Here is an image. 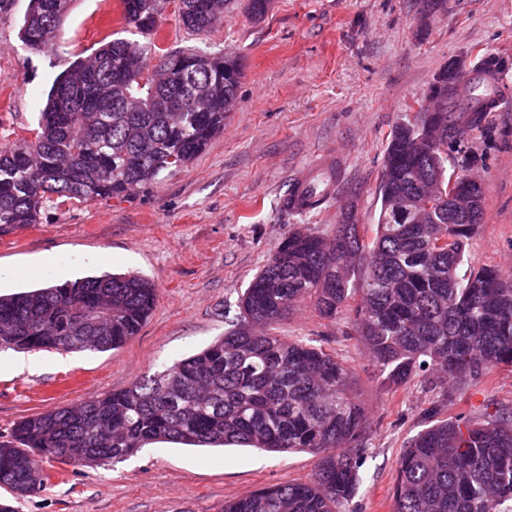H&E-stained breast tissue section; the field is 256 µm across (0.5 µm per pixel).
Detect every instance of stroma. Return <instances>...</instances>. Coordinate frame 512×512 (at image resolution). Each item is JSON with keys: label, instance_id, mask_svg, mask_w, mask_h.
<instances>
[{"label": "stroma", "instance_id": "obj_1", "mask_svg": "<svg viewBox=\"0 0 512 512\" xmlns=\"http://www.w3.org/2000/svg\"><path fill=\"white\" fill-rule=\"evenodd\" d=\"M27 5L13 0L0 12V143L34 136L45 94L71 62L137 37L117 21L119 0H71L55 49L38 52L19 37ZM246 5L237 0L202 34L178 25L173 0L162 12L163 50L202 48L241 63L235 107L201 155L123 197L50 205L38 224L0 234L1 295L104 272H135L158 289L152 314L120 349L0 350V441L23 417L128 388L223 336L240 294L297 225L330 237L349 208L359 223H376L392 131L414 117L441 69L472 70L485 54L506 63L504 107L465 132L448 171L484 184L465 268L512 272V0H271L258 21ZM330 153L342 163L334 197L300 218L285 213L295 179ZM350 317L327 319L305 302L275 333L316 341L350 367L370 431L361 485L341 512H392L399 456L443 389L428 373L384 383ZM506 408L512 369L455 390L444 412ZM316 462L307 451L157 442L108 466L42 459L51 479L41 493L17 499L0 488V499L15 512H222L226 501L306 479Z\"/></svg>", "mask_w": 512, "mask_h": 512}]
</instances>
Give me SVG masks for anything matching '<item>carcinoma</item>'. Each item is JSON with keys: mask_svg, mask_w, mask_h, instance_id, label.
<instances>
[{"mask_svg": "<svg viewBox=\"0 0 512 512\" xmlns=\"http://www.w3.org/2000/svg\"><path fill=\"white\" fill-rule=\"evenodd\" d=\"M70 0H29L21 37L32 50L53 44ZM122 23L149 38L114 40L55 78L35 139L0 146V232L35 224L51 204L119 197L184 167L224 129L239 78L237 59L191 49L163 52L161 0H121ZM230 0H178L176 19L207 32ZM159 58L148 67V55ZM492 85L501 64L477 65ZM440 105L421 108L387 141L375 228L343 213L328 241L299 226L241 294L238 316L197 354L131 387L77 406L18 421L0 441V487L40 493L50 475L42 458L73 453L97 466L152 442L307 450L310 477L264 487L224 503L223 512H337L360 486L369 420L352 396L353 375L335 354L269 333L310 298L334 318L353 306V330L373 366L394 387L418 373L444 382L512 368V273L485 265L461 278L458 267L476 225L458 209L461 189L482 185L448 175V148L416 143L425 124L448 131L478 126L479 87L449 65L431 85ZM413 200L400 220L396 200ZM155 285L136 273L104 272L61 285L0 295V348L106 352L123 347L148 318ZM398 462L393 512H512V411L480 419L443 416L433 404Z\"/></svg>", "mask_w": 512, "mask_h": 512, "instance_id": "1", "label": "carcinoma"}]
</instances>
